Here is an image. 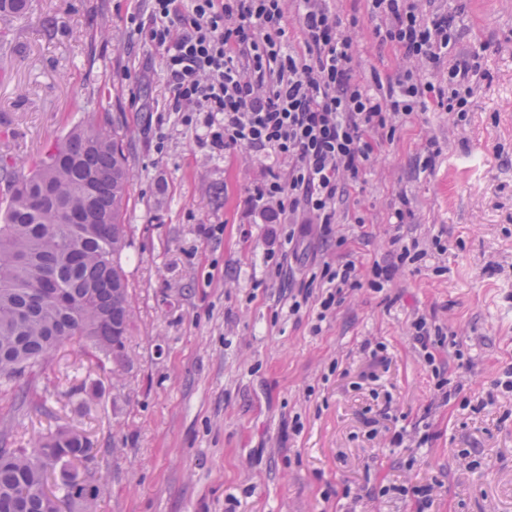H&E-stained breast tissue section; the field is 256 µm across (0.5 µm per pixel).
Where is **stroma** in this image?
Listing matches in <instances>:
<instances>
[{
    "mask_svg": "<svg viewBox=\"0 0 512 512\" xmlns=\"http://www.w3.org/2000/svg\"><path fill=\"white\" fill-rule=\"evenodd\" d=\"M151 6L30 0L0 31V165L29 169L74 125L106 116L132 174L127 359L100 365L69 344L0 391L7 447L85 433L92 452L72 468L95 484L97 512H416L412 497L379 489L419 482L434 486L432 512H512V392L493 386L512 366V0H422L455 14L456 53L480 54L490 79L464 117L430 99L397 119L331 232L295 236L246 203L264 176L259 153L210 154L172 116L155 145L166 72L131 24ZM326 6L353 25L356 75H447L379 42L367 0ZM415 240L426 256L372 287L374 266ZM347 262L360 287L318 319L312 278ZM419 316L444 346L424 353Z\"/></svg>",
    "mask_w": 512,
    "mask_h": 512,
    "instance_id": "35a3bbf8",
    "label": "stroma"
}]
</instances>
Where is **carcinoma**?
<instances>
[{
    "label": "carcinoma",
    "mask_w": 512,
    "mask_h": 512,
    "mask_svg": "<svg viewBox=\"0 0 512 512\" xmlns=\"http://www.w3.org/2000/svg\"><path fill=\"white\" fill-rule=\"evenodd\" d=\"M27 6V0H0V27ZM0 175L11 184L0 209V389L72 342L85 344L98 361L121 363L132 319L122 263L130 246L124 215L131 174L119 128L106 119L76 126L31 173L1 167ZM91 191L90 221L67 223V214L85 210ZM51 283L72 293L74 304L31 300ZM41 448L64 453L60 496L46 489ZM91 449L76 431L51 434L30 449L0 448V512H60L61 503L75 501L77 475L67 463Z\"/></svg>",
    "instance_id": "carcinoma-1"
}]
</instances>
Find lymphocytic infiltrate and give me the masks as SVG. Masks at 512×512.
I'll return each mask as SVG.
<instances>
[{
	"label": "lymphocytic infiltrate",
	"instance_id": "obj_1",
	"mask_svg": "<svg viewBox=\"0 0 512 512\" xmlns=\"http://www.w3.org/2000/svg\"><path fill=\"white\" fill-rule=\"evenodd\" d=\"M140 41L161 51L167 112L204 128L214 152H267L270 161L248 201L268 218L329 231L336 202L375 161V144L392 139L398 118L425 94L440 109L465 112L479 62L448 66L439 82L405 75L371 83L354 75L349 27L322 0H152ZM301 19L304 54L292 51L282 26L287 9ZM380 42L437 65L453 45L454 15L424 14L419 0H370Z\"/></svg>",
	"mask_w": 512,
	"mask_h": 512
}]
</instances>
